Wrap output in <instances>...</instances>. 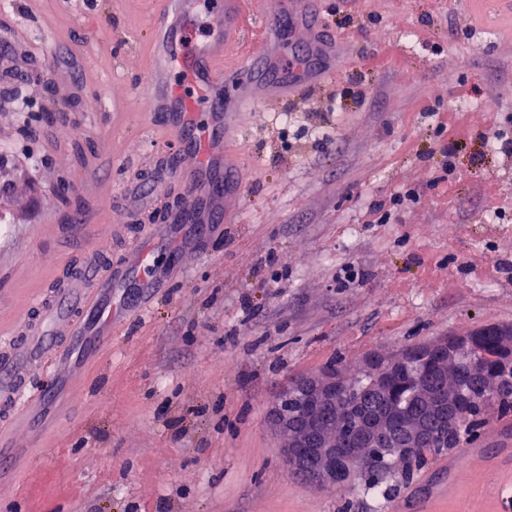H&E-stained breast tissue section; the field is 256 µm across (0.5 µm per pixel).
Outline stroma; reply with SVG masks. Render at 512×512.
Listing matches in <instances>:
<instances>
[{
    "mask_svg": "<svg viewBox=\"0 0 512 512\" xmlns=\"http://www.w3.org/2000/svg\"><path fill=\"white\" fill-rule=\"evenodd\" d=\"M157 8L9 0L0 10L46 60L26 79L0 80V335L86 245L122 258L184 200L172 178L148 207L128 194L155 176L169 137L135 109ZM345 10L363 35L334 81L242 113L228 145L245 173L235 223L199 243L174 226L178 246L145 313L95 354L38 371V385L80 388L65 409L47 408L52 425L17 483L0 486V512H512V497L485 491L480 458L464 461L473 484L449 494L444 454L410 479L392 472L383 503L336 495L288 471L268 423L291 381L328 365L512 324V150L482 155L483 116L456 96L475 84L512 114V10L500 0H349ZM383 26L417 49L372 73L366 57ZM466 28L473 39L457 38ZM452 55L467 67H450ZM342 86L363 98L337 97ZM21 97L32 111H16ZM425 103L468 112L457 200L446 208L428 194L394 223H365L373 200L441 174ZM107 164L111 178L91 180ZM489 183L500 189L493 206ZM90 195L98 205L82 234L71 218ZM479 256L500 262L496 277L469 268ZM431 258L443 269L428 273Z\"/></svg>",
    "mask_w": 512,
    "mask_h": 512,
    "instance_id": "35a3bbf8",
    "label": "stroma"
}]
</instances>
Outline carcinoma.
<instances>
[{
	"instance_id": "carcinoma-1",
	"label": "carcinoma",
	"mask_w": 512,
	"mask_h": 512,
	"mask_svg": "<svg viewBox=\"0 0 512 512\" xmlns=\"http://www.w3.org/2000/svg\"><path fill=\"white\" fill-rule=\"evenodd\" d=\"M489 326L467 336L448 337L444 350L410 345L400 357L382 365L362 366L349 375L336 371V409L323 411L324 423L336 430V482L350 491L370 494L393 468L403 464L388 443L404 433L407 421L419 425L422 439L411 453L416 463L452 446L470 443L491 412L512 413V361L501 355L503 333ZM495 392L485 391L487 378ZM306 400L288 385V415H301ZM368 442L371 453L363 472L350 475L345 459ZM317 473V462L297 448L288 466Z\"/></svg>"
}]
</instances>
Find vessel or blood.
I'll return each mask as SVG.
<instances>
[{"label":"vessel or blood","instance_id":"b4317fda","mask_svg":"<svg viewBox=\"0 0 512 512\" xmlns=\"http://www.w3.org/2000/svg\"><path fill=\"white\" fill-rule=\"evenodd\" d=\"M162 7L150 25L155 45L146 95L153 102L152 119L173 133L163 150L164 166L180 176L188 194L187 207L176 212L175 224L199 227L231 222L224 210L226 197L239 194L238 168L222 160L232 106L250 98L258 86L306 83L312 69L309 56L297 57L289 69L270 63L276 43L285 38L282 14L294 13L301 27H309L316 0H282L278 11L265 8V0H221L218 14H211L209 0H161ZM209 15L205 36L197 34V20ZM234 57L237 66L226 71L224 60ZM188 69L196 98H186L174 80ZM231 83L234 103L213 91L214 85ZM193 166H186V156ZM166 229L157 227L136 244L130 257L101 265L96 247H86L79 258L78 276L34 298L32 311L6 341L8 355L0 360V411L15 414L32 403H49L54 391L32 384L33 374L46 361L71 350L99 349L112 323L125 312L140 311L138 296L125 307H111L116 283L135 277L140 287H151L159 277L156 258L166 248Z\"/></svg>","mask_w":512,"mask_h":512}]
</instances>
